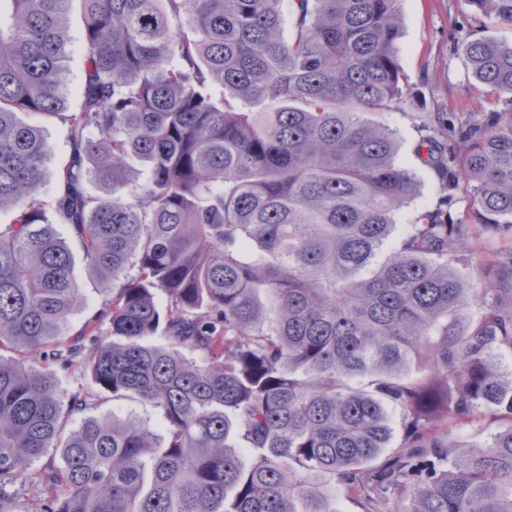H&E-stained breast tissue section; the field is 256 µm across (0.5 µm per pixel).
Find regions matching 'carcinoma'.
Returning a JSON list of instances; mask_svg holds the SVG:
<instances>
[{
  "label": "carcinoma",
  "instance_id": "obj_1",
  "mask_svg": "<svg viewBox=\"0 0 512 512\" xmlns=\"http://www.w3.org/2000/svg\"><path fill=\"white\" fill-rule=\"evenodd\" d=\"M465 2L512 27V0ZM400 25L398 0H0V512L19 477L48 494L25 512H336L330 483L363 512L391 491L398 512H512V247L475 287V225L451 214L462 179L512 242V43L464 50L509 109L418 113L445 195L397 234L417 183L364 114L413 105ZM31 113L70 143L49 200ZM76 251L106 298L72 333ZM61 373L87 383L63 393ZM103 393L159 426L91 415ZM389 405L402 443L373 467ZM488 412V444L456 440ZM69 58L64 73V83L68 94V101L72 107L79 104V90L84 75L85 47L83 40V26L80 15L74 6L69 17Z\"/></svg>",
  "mask_w": 512,
  "mask_h": 512
}]
</instances>
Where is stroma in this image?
<instances>
[{
  "instance_id": "1",
  "label": "stroma",
  "mask_w": 512,
  "mask_h": 512,
  "mask_svg": "<svg viewBox=\"0 0 512 512\" xmlns=\"http://www.w3.org/2000/svg\"><path fill=\"white\" fill-rule=\"evenodd\" d=\"M402 19L398 40L399 61L404 82L416 97L414 106L378 113L377 121L395 132L396 162L412 172L418 193L402 208L398 224L412 223L417 212L434 208L442 195L438 176L424 166L415 154L419 133L415 116L420 112H444L466 118L484 112L504 111L503 98L469 77L463 63L462 48L472 27L483 34L512 41V28L494 18H475L464 0H400ZM69 58L64 83L70 105H78L84 75L85 47L83 26L78 11L69 17Z\"/></svg>"
}]
</instances>
